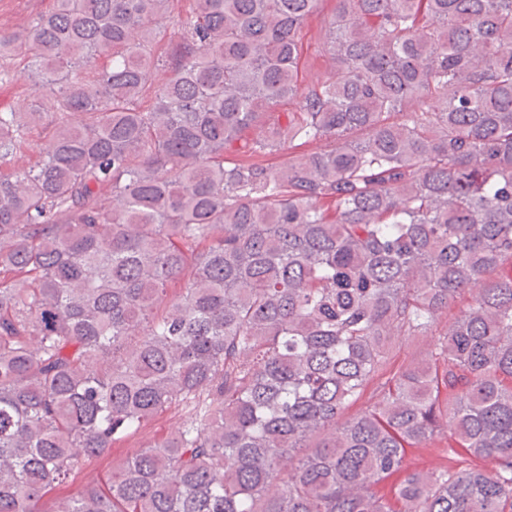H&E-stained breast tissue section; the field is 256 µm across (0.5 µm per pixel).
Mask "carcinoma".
Listing matches in <instances>:
<instances>
[{
	"label": "carcinoma",
	"mask_w": 512,
	"mask_h": 512,
	"mask_svg": "<svg viewBox=\"0 0 512 512\" xmlns=\"http://www.w3.org/2000/svg\"><path fill=\"white\" fill-rule=\"evenodd\" d=\"M52 2L0 32V512H512V0H333L307 85L321 0ZM334 2L326 0L321 2L318 13L313 17L309 26L304 30V47L310 45L306 61V80L315 74H324L330 71V65L322 52V43L327 21L331 15ZM21 71L22 77L8 85L0 86V103L15 105L22 110L28 109L31 103L35 101L31 82L27 76H24L23 64L18 62L15 68ZM32 140L31 148L21 155L18 154L9 167H35L43 160V149L45 148L46 141L44 139V134L42 133V127L38 126L33 130ZM434 336H415L402 345H396L392 348V354L397 361H402L411 357L424 359L431 349ZM182 422L183 411L181 408H172L155 416L145 423L138 433L117 443L104 457L88 464L72 482L61 486L60 489L55 492L53 498L73 494L85 484V482L105 477L112 470V466H116L130 458L150 442L163 439L170 435ZM443 446L444 442L436 440L430 448H409L408 457L417 469L432 468L446 456L448 448H442Z\"/></svg>",
	"instance_id": "1"
}]
</instances>
